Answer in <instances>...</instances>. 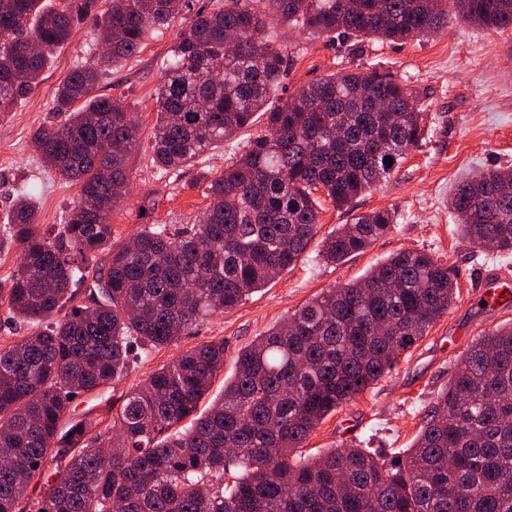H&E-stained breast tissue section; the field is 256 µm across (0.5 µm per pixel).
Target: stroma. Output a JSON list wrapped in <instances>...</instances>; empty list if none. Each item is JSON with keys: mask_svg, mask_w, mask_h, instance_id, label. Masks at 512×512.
<instances>
[{"mask_svg": "<svg viewBox=\"0 0 512 512\" xmlns=\"http://www.w3.org/2000/svg\"><path fill=\"white\" fill-rule=\"evenodd\" d=\"M177 30L173 24L148 31L140 49L105 72L96 89L97 94L122 102L140 127L139 141L127 162L129 186L110 216L112 240L117 244L153 224H194L209 203L206 175L222 172L225 164L244 153L251 139L266 131L265 120H258L220 148L203 153L175 177L153 168L156 88ZM268 34L274 42H291L299 48L278 97L288 98L334 73L378 71L405 83L422 104L424 135L419 146L386 182L358 196L354 211L324 204L316 239L295 265L265 288L239 306L211 316L179 345L136 350L126 376L76 397L72 406L79 415L103 416L181 351L220 340L224 366L211 389L212 395H219L234 372L239 350L322 289L349 283L397 252L421 250L453 270L458 284L454 303L390 373L323 420L304 448L305 455L313 457L353 444L391 458L411 447L430 404L472 343L512 323V306L490 309L479 299L481 284L512 278V254L492 255L466 242L448 207L451 191L462 177L512 168V29L453 19L438 35L406 44L333 41L279 25L270 26ZM103 51L92 22L79 24L56 52L34 93L13 111L0 114V234L19 189L29 192L43 228H59L77 203L78 187L59 179L34 152L30 139L39 126L54 121V97L65 77L74 68L94 63ZM381 209L395 214L388 234L343 263L322 260L321 238L348 223L352 212Z\"/></svg>", "mask_w": 512, "mask_h": 512, "instance_id": "stroma-1", "label": "stroma"}]
</instances>
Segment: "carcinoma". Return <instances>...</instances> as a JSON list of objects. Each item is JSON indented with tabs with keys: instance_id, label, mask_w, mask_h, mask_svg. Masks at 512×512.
<instances>
[{
	"instance_id": "carcinoma-1",
	"label": "carcinoma",
	"mask_w": 512,
	"mask_h": 512,
	"mask_svg": "<svg viewBox=\"0 0 512 512\" xmlns=\"http://www.w3.org/2000/svg\"><path fill=\"white\" fill-rule=\"evenodd\" d=\"M60 3L0 0V112L34 92L77 23L91 20L109 48L57 88L64 121L31 136L44 163L79 186L78 204L47 236L22 193L7 228L20 261L0 280V305L34 330L0 348V512H24L52 449L38 512H512V325L470 346L403 457L354 446L302 455L318 425L389 373L454 302L452 271L420 250L323 290L256 337L204 414L194 412L224 367L222 341L156 369L110 419L70 413L75 397L127 375L132 342L176 345L295 264L320 224L316 192L347 208L421 141L411 89L376 71L332 74L273 100L295 47L273 45L269 26L396 42L436 34L451 15L512 28V0H224L197 11L157 88L153 165L173 174L257 115L267 133L206 177L211 202L195 224H152L125 244L112 243L108 204L126 191L139 130L95 90L103 68L176 21L180 0ZM449 203L469 242L512 254L511 168L459 182ZM394 221L386 209L359 214L322 240V257L343 262ZM103 251L88 303L73 304Z\"/></svg>"
}]
</instances>
